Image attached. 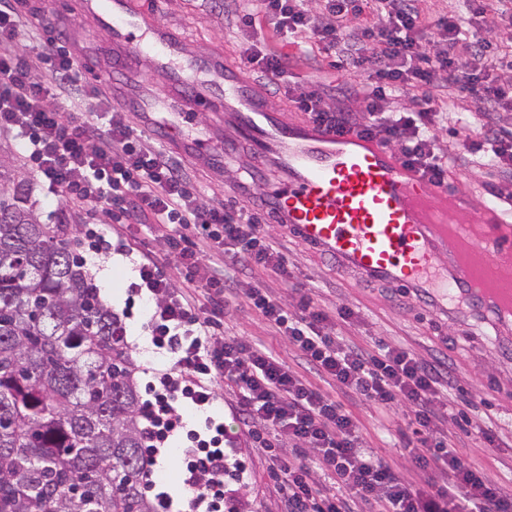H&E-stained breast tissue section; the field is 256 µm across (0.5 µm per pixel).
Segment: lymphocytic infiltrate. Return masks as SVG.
Segmentation results:
<instances>
[{"mask_svg":"<svg viewBox=\"0 0 512 512\" xmlns=\"http://www.w3.org/2000/svg\"><path fill=\"white\" fill-rule=\"evenodd\" d=\"M223 8L246 36L240 58L253 72L277 78L290 66L287 53L262 36L266 26L336 54L340 67L359 69L361 79L343 88L344 105H330L316 90L294 96V103L315 124L393 147L434 187L448 172L439 132L459 95L470 93L476 134L463 149L488 159L497 198L512 200V66L501 64L508 50L492 40L512 29V0H468L463 23L427 10L423 0H224ZM22 41L15 0H0V130L19 137L33 170L59 198L112 217V224L90 230L92 250L137 257L128 299H148L150 343L174 360L142 404L147 463L155 465L169 439L184 438V512H254L247 461L223 422L206 419L198 431L180 412L217 403L224 382L236 387L232 410L252 441L271 450L269 470L286 512H512V487L465 464L447 441L450 360H426L402 346L377 353L345 343L337 326L352 310L329 313L305 293L287 307L251 278L256 270L283 284L289 278L287 258L256 214L205 203L182 168L100 99L81 62L56 38L43 45L54 61L46 79L22 61ZM405 94L417 109L395 106ZM137 216L155 224L158 248H133L123 231H113V223ZM172 258L175 280L163 269ZM239 300L340 394L401 420L417 480L361 446L358 423L338 400L247 337L224 335V310ZM284 441L289 450H281ZM438 471L446 481L435 480ZM323 475L338 493L322 488Z\"/></svg>","mask_w":512,"mask_h":512,"instance_id":"1","label":"lymphocytic infiltrate"}]
</instances>
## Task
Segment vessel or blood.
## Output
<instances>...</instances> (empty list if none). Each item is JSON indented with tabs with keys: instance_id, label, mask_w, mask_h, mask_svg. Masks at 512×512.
I'll list each match as a JSON object with an SVG mask.
<instances>
[{
	"instance_id": "vessel-or-blood-1",
	"label": "vessel or blood",
	"mask_w": 512,
	"mask_h": 512,
	"mask_svg": "<svg viewBox=\"0 0 512 512\" xmlns=\"http://www.w3.org/2000/svg\"><path fill=\"white\" fill-rule=\"evenodd\" d=\"M83 6L112 33L114 70L132 74L147 58L165 71L172 95L158 101L134 94L136 111L236 112L237 139L251 147L255 165L285 171L262 187L274 223L362 281L429 287L444 303L471 304L503 318L496 286L483 270L446 259L458 231L434 206V188L398 155L354 133L288 123L232 58L180 64L181 39L165 26L148 25L128 0H84ZM201 71L214 75L215 85L199 87Z\"/></svg>"
}]
</instances>
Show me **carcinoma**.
<instances>
[{"label": "carcinoma", "instance_id": "cac0c4a2", "mask_svg": "<svg viewBox=\"0 0 512 512\" xmlns=\"http://www.w3.org/2000/svg\"><path fill=\"white\" fill-rule=\"evenodd\" d=\"M0 160V512H155L123 327Z\"/></svg>", "mask_w": 512, "mask_h": 512}]
</instances>
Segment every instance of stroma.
<instances>
[{"mask_svg": "<svg viewBox=\"0 0 512 512\" xmlns=\"http://www.w3.org/2000/svg\"><path fill=\"white\" fill-rule=\"evenodd\" d=\"M75 2L40 0L41 10L52 17L51 22L41 23L40 39L59 35L72 53H100L104 68L97 86L115 106H122L123 90L110 81L112 35L95 18L72 15ZM131 5L155 23L173 29L194 57L227 54L235 57L240 53V33L235 21L214 8L212 0H131ZM287 52L292 58L291 67L279 80V92H268L267 97L271 108L287 107L289 118L300 121L304 115L290 107L289 91L299 92L316 86L329 95H337L334 57L324 53L311 56L296 45L288 46ZM129 119L136 132L159 140L166 154L186 168L192 180L202 188L206 202L221 204L230 210L247 205L246 194L232 196L225 192L226 185L243 178L252 168L251 156L240 152L235 145L233 116L201 112L195 115L194 126L190 129L178 127L176 119L165 112L154 114L149 122L134 112ZM159 124L175 127L176 136L158 139L155 127ZM194 133L203 134L211 144L224 146L222 159H215L207 151L187 156L185 142ZM442 138L449 165L446 196L460 203L459 209L450 213L452 221L464 222L465 208L477 210L491 203L497 204L503 219L512 215V204L495 197L498 179L494 171L476 156L461 161L463 132L459 123L449 122ZM0 157L9 159L15 175L29 182L31 200L41 222L89 223L85 206L62 203L38 180L14 133L0 131ZM257 216L266 225L275 246L287 257L292 274L291 286L272 284L276 295L290 301L299 288L325 309L333 311L347 306L357 310L362 318L360 326L344 328L343 334L347 340L371 350L401 345L426 359L452 357L455 386L447 401L449 413L462 409L470 420L487 422L499 434L501 442L496 448L476 447L453 422L448 425V433L468 464L503 485L512 484V346L497 339L493 319L467 306L445 313L437 310L433 300L407 297L404 287L361 282L337 270L315 249L273 224L267 207H260ZM83 257L85 270L102 292V302L121 318L126 331V350L141 369L136 376L137 387L145 389L151 375L167 369L170 362L167 357L154 353L145 342L144 304H137L132 316L124 314L126 282L133 275V263L129 257L118 254L98 255L87 251ZM224 331L245 335L252 342L265 345L292 370L305 374L314 387L335 394L334 383L307 370L299 352L275 336L245 303L232 307L224 319ZM345 407L359 423L363 447L374 449L379 458L405 477H413L414 467L405 449V439L394 420L359 400L346 402ZM238 446L249 459L247 490L258 512H284L281 492L269 474L267 450L257 447L245 436Z\"/></svg>", "mask_w": 512, "mask_h": 512, "instance_id": "stroma-1", "label": "stroma"}]
</instances>
